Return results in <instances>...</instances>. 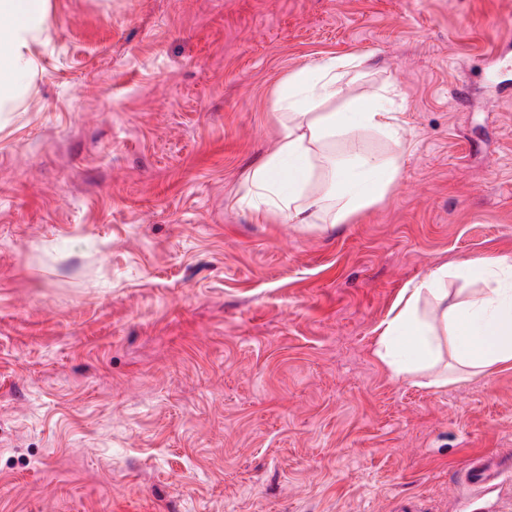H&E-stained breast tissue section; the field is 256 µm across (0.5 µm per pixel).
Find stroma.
<instances>
[{"instance_id":"stroma-1","label":"stroma","mask_w":512,"mask_h":512,"mask_svg":"<svg viewBox=\"0 0 512 512\" xmlns=\"http://www.w3.org/2000/svg\"><path fill=\"white\" fill-rule=\"evenodd\" d=\"M0 112V512H458L499 501L512 364L437 391L375 359L404 284L512 255V0H50ZM364 58L387 84L385 200L255 222L274 91ZM466 86L457 105L454 91ZM466 483L474 489H484L494 483L512 480V469L500 467L494 469L493 461L483 455L469 460L465 469Z\"/></svg>"}]
</instances>
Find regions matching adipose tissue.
<instances>
[{"instance_id":"1","label":"adipose tissue","mask_w":512,"mask_h":512,"mask_svg":"<svg viewBox=\"0 0 512 512\" xmlns=\"http://www.w3.org/2000/svg\"><path fill=\"white\" fill-rule=\"evenodd\" d=\"M50 0H0V112L12 111L37 70L35 46L50 37ZM349 58L329 57L292 72L277 89L272 108L281 135L265 160L249 170L242 206L258 218L278 216L289 224H345L385 199L397 182L396 157L364 154L361 136L375 132L397 140L389 89L359 97L334 112L318 104L334 100ZM344 141L350 165L331 168L327 191L311 188L315 149ZM486 280L487 288L466 301L448 299V276ZM452 352L457 368L440 362ZM375 357L396 378L430 373L442 389L512 363V257L468 258L445 263L401 288L377 328Z\"/></svg>"}]
</instances>
